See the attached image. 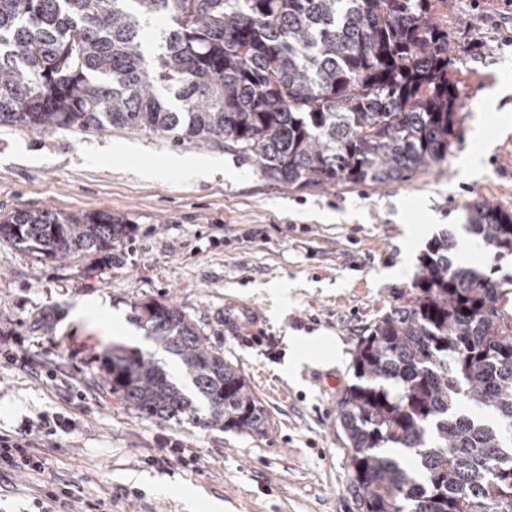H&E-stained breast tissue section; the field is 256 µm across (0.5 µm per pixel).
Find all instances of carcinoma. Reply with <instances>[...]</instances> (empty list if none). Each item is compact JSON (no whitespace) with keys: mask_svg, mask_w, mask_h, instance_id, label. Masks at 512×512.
Masks as SVG:
<instances>
[{"mask_svg":"<svg viewBox=\"0 0 512 512\" xmlns=\"http://www.w3.org/2000/svg\"><path fill=\"white\" fill-rule=\"evenodd\" d=\"M444 0H0V125L135 128L224 146L290 186L382 184L448 157L461 109ZM166 23L149 49L146 24ZM465 229L512 255V211ZM127 237L108 211L22 210L0 244L112 265ZM434 239L412 298L360 338L336 407L364 512H512V318L505 282ZM135 320L173 357L103 353L108 391L150 419L262 433L265 411L189 314ZM487 409L493 422L462 408Z\"/></svg>","mask_w":512,"mask_h":512,"instance_id":"cac0c4a2","label":"carcinoma"}]
</instances>
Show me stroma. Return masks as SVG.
I'll return each instance as SVG.
<instances>
[{"mask_svg":"<svg viewBox=\"0 0 512 512\" xmlns=\"http://www.w3.org/2000/svg\"><path fill=\"white\" fill-rule=\"evenodd\" d=\"M463 107L440 165L380 185L292 189L226 149L139 131L0 125V218L18 210H106L128 237L111 267L43 261L0 245V433L23 418L69 417L68 431L32 436L40 470L0 466V512H38L47 493L73 490L56 512H361L336 406L352 382L353 351L369 327L411 299V279L432 238L456 235L458 262L506 280L512 256L486 253L465 231L481 200L512 209V6L446 0ZM177 156L222 159L224 172L162 181L140 168ZM108 301L131 320L155 300L190 315L263 405L261 434L145 419L112 397L102 354L116 345L169 356L145 334L116 336L106 317L73 313ZM307 348L294 361L295 348ZM341 356L332 361L331 349ZM175 442L197 464L159 461Z\"/></svg>","mask_w":512,"mask_h":512,"instance_id":"1","label":"stroma"}]
</instances>
